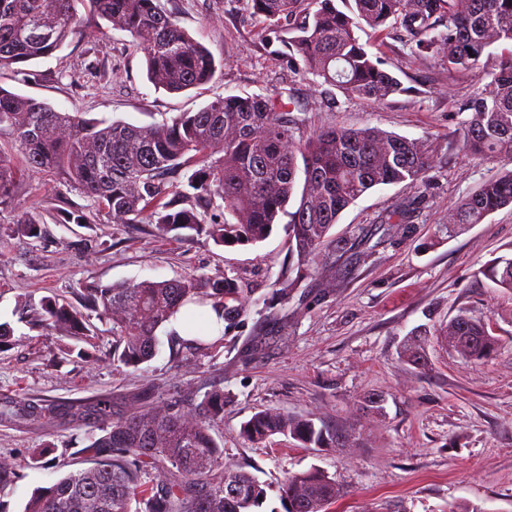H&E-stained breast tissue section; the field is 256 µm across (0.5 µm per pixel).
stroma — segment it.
I'll use <instances>...</instances> for the list:
<instances>
[{"label": "stroma", "mask_w": 512, "mask_h": 512, "mask_svg": "<svg viewBox=\"0 0 512 512\" xmlns=\"http://www.w3.org/2000/svg\"><path fill=\"white\" fill-rule=\"evenodd\" d=\"M197 42L221 60L214 78L172 94L147 79L143 52L108 24L88 26L64 47L0 71V87L61 112L147 126L194 111L218 96L275 98L301 119L300 131L336 126L374 128L424 141L432 168L416 186L381 185L348 207L330 234L340 251L322 250L314 272L288 299L277 284L288 274L285 224L255 245L224 247L211 239L160 235L154 225L123 224L101 214L64 174H35L0 204V323L13 330L0 347V402L52 399L62 405L107 394L115 408L137 395L158 404L201 401L224 391V416L213 435L226 465L278 485L317 468L340 490L329 512H512V290L488 280L484 267L512 247V207L450 237L440 233L454 206L500 172L499 157L463 148L461 105L490 91L488 72L512 44H494L469 71L449 70L440 56L417 54L399 29L357 28L405 94L377 103L325 85L290 54L248 0H158ZM412 207L410 233L390 215ZM79 209L86 224L60 220ZM39 222L40 238L18 234V214ZM228 276L242 290L237 319L221 347L182 362L160 343L133 369L112 360V323L91 317L94 361L60 358L57 334L20 319L23 305L53 294L78 302L84 288ZM468 311L489 325L498 346L487 358L460 354L446 338L448 322ZM421 332V364L402 345ZM383 398L381 412L363 407ZM271 409L314 418L352 432L341 448H307L288 436L256 443L242 431L255 412ZM92 422L59 419L41 427L0 423V456L13 457L18 476L7 490L10 512H23L33 492L72 470L77 450L95 433ZM51 449L58 464L35 465L31 452Z\"/></svg>", "instance_id": "stroma-1"}]
</instances>
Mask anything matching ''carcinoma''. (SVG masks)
Returning <instances> with one entry per match:
<instances>
[{
  "label": "carcinoma",
  "mask_w": 512,
  "mask_h": 512,
  "mask_svg": "<svg viewBox=\"0 0 512 512\" xmlns=\"http://www.w3.org/2000/svg\"><path fill=\"white\" fill-rule=\"evenodd\" d=\"M253 13L270 26L301 16L288 39L324 84L372 101L408 92L359 41L355 28L401 29L415 51L436 53L448 69L476 66L498 41L512 42V0H352L349 12L335 0H249ZM90 18L126 31L143 51L147 77L156 87L181 93L208 83L217 69L212 53L194 41L156 0H0V69L21 70L50 56L79 33ZM488 95L462 103L470 113L461 132L475 155L512 160V52L500 57ZM299 120L268 97H217L194 112L140 127L107 124L0 87V131L12 133L27 173L59 171L99 210L120 222L144 221L158 232L190 230L222 246L266 240L286 214L296 277L281 283L288 295L312 274L310 261L332 244L329 231L341 213L379 185H415L431 169L427 145L377 129L322 128L296 136ZM190 169L186 188L174 180ZM21 171L0 152V203L14 199ZM221 199L229 218L206 224L200 210ZM294 210L289 211V204ZM512 206V169L486 180L455 206L452 237L491 213ZM512 290V254L501 255L483 271ZM241 289L230 277L203 284L193 276L86 289L81 306L56 296L22 310L33 327L64 338L89 341V318L112 321V360L134 369L149 361L157 330L186 303L208 307L225 321L239 314ZM458 333L470 358L488 356L497 338L486 323L465 311ZM216 347L207 339L169 335L173 358L206 357ZM224 411V390L208 392L185 410L157 408L141 396L125 410L99 396L70 406V415L92 418L101 435L90 438L80 460L84 467L35 491L24 512H258L270 485L241 468L224 466V449L212 435ZM64 414L50 399L0 404V421L16 417L39 426ZM243 432L255 442L287 434L307 448H339L348 432L310 419L271 410L254 413ZM17 477L11 457H0L1 497ZM285 512H327L339 489L313 469L289 475L277 486Z\"/></svg>",
  "instance_id": "obj_1"
}]
</instances>
